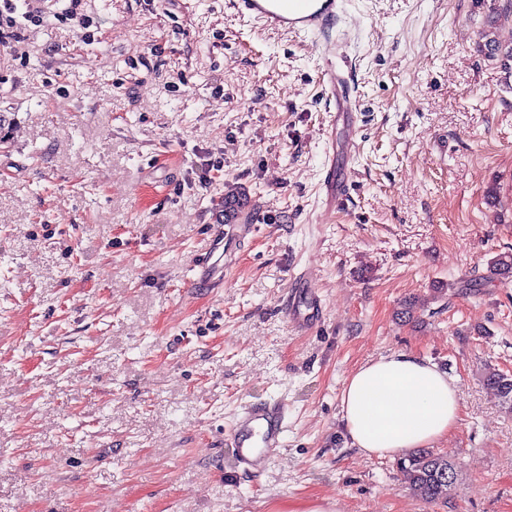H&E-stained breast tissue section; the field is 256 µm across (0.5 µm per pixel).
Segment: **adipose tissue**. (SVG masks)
Segmentation results:
<instances>
[{"mask_svg": "<svg viewBox=\"0 0 512 512\" xmlns=\"http://www.w3.org/2000/svg\"><path fill=\"white\" fill-rule=\"evenodd\" d=\"M341 411L354 448L388 457L448 435L460 417L459 388L430 361L393 354L351 373L341 391Z\"/></svg>", "mask_w": 512, "mask_h": 512, "instance_id": "obj_1", "label": "adipose tissue"}]
</instances>
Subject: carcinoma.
I'll return each mask as SVG.
<instances>
[{
  "label": "carcinoma",
  "mask_w": 512,
  "mask_h": 512,
  "mask_svg": "<svg viewBox=\"0 0 512 512\" xmlns=\"http://www.w3.org/2000/svg\"><path fill=\"white\" fill-rule=\"evenodd\" d=\"M482 38L483 50L487 57L503 62L504 69L512 70V43L502 42L496 27L490 25ZM249 207L248 198L244 195L227 196L224 198L225 217L235 219L246 212ZM495 275L502 280L512 278V254H499L491 261ZM487 383L492 386L503 399L512 406V375L496 370L486 375ZM399 469L406 487L426 502H436L447 493L454 484L456 470L448 458L435 454L427 448H415L405 454L399 463Z\"/></svg>",
  "instance_id": "carcinoma-1"
}]
</instances>
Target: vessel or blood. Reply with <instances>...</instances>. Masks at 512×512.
<instances>
[{"instance_id":"b4317fda","label":"vessel or blood","mask_w":512,"mask_h":512,"mask_svg":"<svg viewBox=\"0 0 512 512\" xmlns=\"http://www.w3.org/2000/svg\"><path fill=\"white\" fill-rule=\"evenodd\" d=\"M236 5L240 17L259 22L269 30L324 33L335 27L344 9V0H236ZM321 75L323 84L337 104L354 109V102L343 91L345 77L331 55H323ZM322 189L330 205L342 206L346 184L337 178L335 164L325 166ZM222 240L220 233H213L210 254L217 251ZM210 254L196 259L194 266L198 273L189 278V287H200L206 281L216 286L223 285V267L219 261L211 259ZM309 303V310H302L291 302L284 305L282 312L290 323L308 331L315 326L321 314V302L317 297H310ZM285 420L284 402L274 400L245 405L226 435L237 452L239 464L251 467L259 459L272 458L283 445Z\"/></svg>"}]
</instances>
